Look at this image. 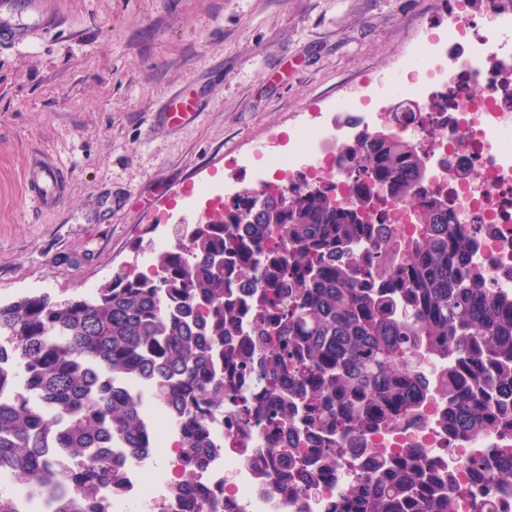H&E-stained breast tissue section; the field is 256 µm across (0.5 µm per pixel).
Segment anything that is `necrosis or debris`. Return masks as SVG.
Segmentation results:
<instances>
[{
    "label": "necrosis or debris",
    "mask_w": 512,
    "mask_h": 512,
    "mask_svg": "<svg viewBox=\"0 0 512 512\" xmlns=\"http://www.w3.org/2000/svg\"><path fill=\"white\" fill-rule=\"evenodd\" d=\"M448 12L447 36L430 43L420 66L424 81L405 85L395 111L364 109L355 113L350 129L339 133L323 126L297 129L294 152L272 165L256 191L293 193L321 185L336 205L347 206L359 188L371 194L378 221L389 224L396 235H410L414 226L408 203L376 193L374 179L356 180L338 162L357 136L389 127L396 138L418 143L431 171L424 189L447 199L454 223L469 238L471 265L489 287L512 295V46L499 39L501 32L512 29V14L489 2L481 17H474L471 0H448ZM416 101L423 103V112L412 111ZM241 320L238 351L243 365L225 371L224 408L204 418L216 446L199 475V486L224 512H336L355 493L357 476L410 452L444 482L452 512H512V485L498 483L492 475L499 449L512 447V434L484 428L463 435L449 427L445 380L457 364L436 352L425 354L417 366L427 392L417 412L394 425L364 430L349 440L348 457L320 473L281 478L268 449L293 441L302 449L311 444L326 448L330 441L301 440L299 411L269 422L251 310H244ZM242 392L252 398L250 424L241 418ZM179 440L168 422L145 451L118 449L123 483H107L99 490L112 512H187V498L173 487L172 474H156L162 487L158 494L151 493L144 476L147 461L171 453Z\"/></svg>",
    "instance_id": "1"
}]
</instances>
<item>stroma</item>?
Here are the masks:
<instances>
[{
    "mask_svg": "<svg viewBox=\"0 0 512 512\" xmlns=\"http://www.w3.org/2000/svg\"><path fill=\"white\" fill-rule=\"evenodd\" d=\"M445 0H48L57 24L0 46V301L99 288L138 241L171 240L207 198L252 184L302 126L343 122L376 77L448 27ZM202 110L166 128L176 90ZM49 156L65 202L23 173ZM63 170L51 159L33 160L27 170L26 187L30 199L39 207H56L60 204Z\"/></svg>",
    "mask_w": 512,
    "mask_h": 512,
    "instance_id": "stroma-1",
    "label": "stroma"
}]
</instances>
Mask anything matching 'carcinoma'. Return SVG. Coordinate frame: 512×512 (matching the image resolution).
<instances>
[{"label":"carcinoma","mask_w":512,"mask_h":512,"mask_svg":"<svg viewBox=\"0 0 512 512\" xmlns=\"http://www.w3.org/2000/svg\"><path fill=\"white\" fill-rule=\"evenodd\" d=\"M350 170L411 202L410 238L369 223L370 201L338 208L327 189L235 192L207 224H183L150 265L124 266L95 292H47L0 303V483L53 512H107L99 485L117 476L112 448H141L152 410L176 419L180 484L196 509L221 512L195 487L213 447L199 418L224 406V344L240 331L224 289L236 278L259 300L270 400L290 397L310 425L343 441L390 425L422 403L420 351L451 353L446 390L462 434L512 427V296L466 262L469 241L448 201L420 192L426 167L389 128L343 156ZM276 246L267 245L274 231ZM73 465L64 474L51 448ZM346 512H448V492L400 462L359 476Z\"/></svg>","instance_id":"carcinoma-1"}]
</instances>
